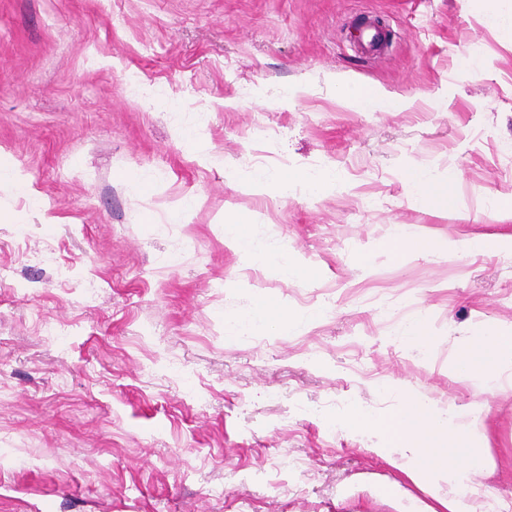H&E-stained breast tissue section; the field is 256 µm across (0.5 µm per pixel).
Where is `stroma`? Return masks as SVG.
Wrapping results in <instances>:
<instances>
[{"instance_id": "35a3bbf8", "label": "stroma", "mask_w": 512, "mask_h": 512, "mask_svg": "<svg viewBox=\"0 0 512 512\" xmlns=\"http://www.w3.org/2000/svg\"><path fill=\"white\" fill-rule=\"evenodd\" d=\"M490 10L512 0H0V161L35 192L0 189V512L423 508L354 418L402 389L455 408L437 446L512 459V386L452 374L512 328V249L466 247L512 237V38ZM367 16L390 35L374 56ZM342 82L409 106L360 111ZM258 155L336 188L263 191ZM415 168L459 172L448 207L415 202ZM261 299L294 328L238 333ZM248 225L242 223H233L225 225V236H228L246 248V253L256 265H265L272 261L267 254L253 250L252 240L248 233Z\"/></svg>"}]
</instances>
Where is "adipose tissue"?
<instances>
[{"mask_svg": "<svg viewBox=\"0 0 512 512\" xmlns=\"http://www.w3.org/2000/svg\"><path fill=\"white\" fill-rule=\"evenodd\" d=\"M338 94L365 112H398L407 107L405 98L354 83L340 84ZM458 178V172L452 170L446 179L437 180L425 169L417 168L409 176V185L420 204L444 206ZM454 369L459 379L490 388L500 386L505 371L512 369V331L492 330L461 347ZM357 420L382 435L384 444L378 451L381 458L399 467L423 492L433 495L436 504L427 512H512L511 502L491 500L489 491L473 480L476 472L498 470L492 457L431 446V439L447 432L454 417L436 411L428 398L408 391L399 416L380 421L361 414ZM440 479L447 482V493H436L435 484Z\"/></svg>", "mask_w": 512, "mask_h": 512, "instance_id": "obj_1", "label": "adipose tissue"}]
</instances>
